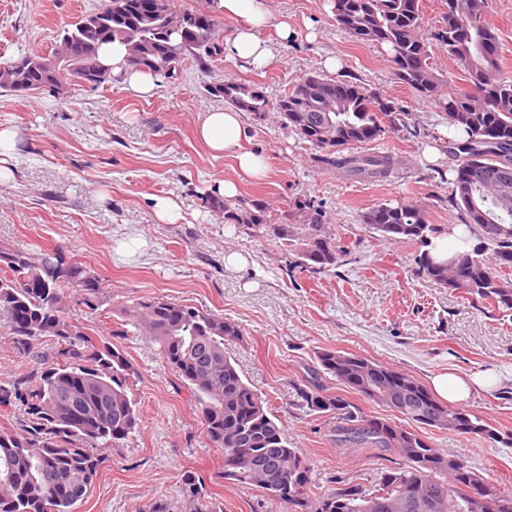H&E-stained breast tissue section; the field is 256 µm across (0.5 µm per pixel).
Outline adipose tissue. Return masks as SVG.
I'll use <instances>...</instances> for the list:
<instances>
[{
  "mask_svg": "<svg viewBox=\"0 0 512 512\" xmlns=\"http://www.w3.org/2000/svg\"><path fill=\"white\" fill-rule=\"evenodd\" d=\"M225 19L234 21L232 32L224 41L227 55L246 60L256 66L273 62L270 42L262 32L275 27L280 39H289L292 30L287 22H273L264 0H220ZM101 64L108 68L113 78L133 92L147 96L155 87L154 76L132 70L126 61L122 46L110 44L100 52ZM199 138L215 154L233 155L239 171L248 177H265L271 171L268 158L260 153L242 149L246 128L241 112L229 108H215L206 113L197 128Z\"/></svg>",
  "mask_w": 512,
  "mask_h": 512,
  "instance_id": "obj_1",
  "label": "adipose tissue"
}]
</instances>
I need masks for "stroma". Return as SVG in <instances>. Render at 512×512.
Instances as JSON below:
<instances>
[{
	"mask_svg": "<svg viewBox=\"0 0 512 512\" xmlns=\"http://www.w3.org/2000/svg\"><path fill=\"white\" fill-rule=\"evenodd\" d=\"M332 3L267 0L295 35L284 41L266 32L275 60L262 70L222 52L203 63L186 56L147 97L114 82L0 93V125L20 135L0 176V246L35 254L60 246L76 255L99 278L102 295L94 311L70 302L75 324L111 339L136 372L130 394L141 423L102 449L104 462L76 512H147L160 499L187 512V471L203 478L224 512H288L222 478L224 459L209 444L189 390L149 338L122 323L125 308L145 298L193 305L240 327L242 340L227 352L306 455L314 491L339 479L372 486L399 461L391 452L337 445L332 419L297 407L295 389L323 349L368 358L425 385L448 371L493 374L495 383L475 389L463 407L512 433V310L436 285L419 270V244L383 240L362 222L369 209L397 201L424 207L440 227L458 223L448 205L454 163L441 135L446 116L397 82L385 49L345 35ZM106 4L0 0V65L24 51L51 56L63 27ZM328 57L338 62L336 77L357 79L408 116L371 145L393 159L385 178L360 181L318 166L313 148L274 112L244 116L245 148L272 166L265 181L242 177L231 156H214L197 139L206 112L221 104L207 91L212 83L248 80L275 98L306 75L325 74ZM224 180L268 204L279 222L294 201H311L336 245V266L300 268L295 247L271 241L264 228L225 223L211 206ZM157 196L175 200L182 220L159 221ZM231 253L243 254L246 266L226 265ZM422 434L512 494V447L430 428Z\"/></svg>",
	"mask_w": 512,
	"mask_h": 512,
	"instance_id": "1",
	"label": "stroma"
}]
</instances>
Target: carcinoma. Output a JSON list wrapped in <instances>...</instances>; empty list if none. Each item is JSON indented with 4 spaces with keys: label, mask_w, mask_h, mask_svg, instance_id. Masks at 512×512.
<instances>
[{
    "label": "carcinoma",
    "mask_w": 512,
    "mask_h": 512,
    "mask_svg": "<svg viewBox=\"0 0 512 512\" xmlns=\"http://www.w3.org/2000/svg\"><path fill=\"white\" fill-rule=\"evenodd\" d=\"M160 13L147 0H112V7L90 12L59 35L70 58L64 68L50 58L23 54L0 66L13 68L14 81L0 90L36 94L74 71L101 66L99 49L119 42L139 54L132 66L166 78L169 50H183L203 62L219 52L215 42L218 0L209 16L159 0ZM439 24L428 26L421 0H333L336 24L353 40L386 49L395 78L435 102L448 126L465 133L454 144L457 167L450 197L462 223L478 240L471 250L438 259L424 250L420 271L443 288L460 290L512 309V80L502 76L497 30L485 19L488 0H444ZM182 32L171 31L173 21ZM441 47L463 72L464 86L443 91L432 62ZM208 93L241 112L258 117L276 111L285 126L317 151L316 161L353 178L385 177L391 157L380 152L343 153L393 132L404 119L391 102L345 79L311 75L272 100L262 88L223 81ZM224 223L263 226L274 238L295 242L299 265L312 270L336 266V245L323 232L321 214L303 216L308 204H295L292 223L274 224L264 202L245 197L211 200ZM383 239H404L425 247L441 233L424 208L381 203L362 215ZM93 310L100 281L85 267L67 260L56 247L35 258L24 248H0V327L12 336L22 357L37 355L46 337L55 339L50 361L18 372L0 385V409L21 403L17 431H0V512H73L93 486L103 457L99 450L125 439L140 423L127 380L135 374L123 351L72 324L69 295ZM132 324L158 347L160 357L191 391L212 447L224 456L222 478L260 489L267 498L300 512H365L376 500L403 491L430 498L423 512H474L472 489L480 485L493 512H512V497L501 496L478 473L431 445L412 428L390 419L363 415L346 399L325 393L330 375L352 393L435 430L488 438L512 446L485 420L437 401L415 378L370 359L338 350L317 353L307 384L296 390L297 406L311 415L336 416V442L358 448L394 451L402 464L384 471L371 489L343 484L321 495L311 488L310 464L293 446L279 419L224 351V342L240 338L237 324L194 306L148 298L125 310ZM183 494L191 512H224L192 472L183 476Z\"/></svg>",
    "instance_id": "obj_1"
}]
</instances>
